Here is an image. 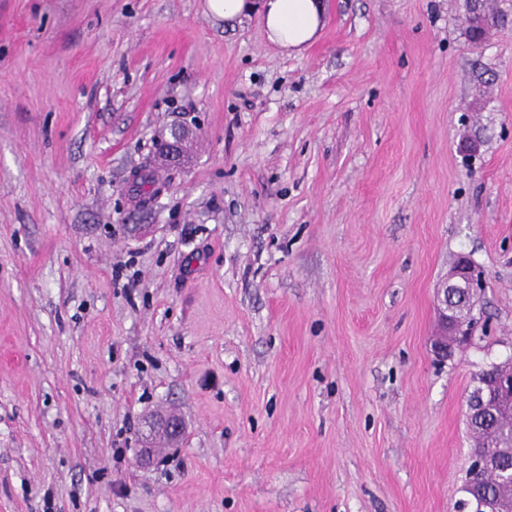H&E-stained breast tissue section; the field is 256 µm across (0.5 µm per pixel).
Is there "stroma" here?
Returning <instances> with one entry per match:
<instances>
[{
    "mask_svg": "<svg viewBox=\"0 0 512 512\" xmlns=\"http://www.w3.org/2000/svg\"><path fill=\"white\" fill-rule=\"evenodd\" d=\"M205 3L0 0V512H456L512 357V0H327L289 55ZM192 135L193 130L187 126L171 128L169 136H165L156 144L159 156L171 163H180L185 156L187 142ZM485 272L468 257L461 256L448 271V280L436 289L438 311V332L431 340L432 352L442 360L454 345L470 343L477 323L476 318L469 325L460 322L462 312L474 310L479 302L481 288H484ZM462 291L467 296V307L460 310L453 302L454 292ZM475 385L467 395L469 405L476 399L481 405L494 411L497 407L512 408V374L496 375L495 377H476Z\"/></svg>",
    "mask_w": 512,
    "mask_h": 512,
    "instance_id": "35a3bbf8",
    "label": "stroma"
}]
</instances>
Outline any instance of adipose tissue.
Masks as SVG:
<instances>
[{
	"label": "adipose tissue",
	"instance_id": "adipose-tissue-1",
	"mask_svg": "<svg viewBox=\"0 0 512 512\" xmlns=\"http://www.w3.org/2000/svg\"><path fill=\"white\" fill-rule=\"evenodd\" d=\"M207 8L224 20L260 15L268 40L287 51L308 45L326 18L325 0H207Z\"/></svg>",
	"mask_w": 512,
	"mask_h": 512
}]
</instances>
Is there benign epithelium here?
Here are the masks:
<instances>
[{"mask_svg": "<svg viewBox=\"0 0 512 512\" xmlns=\"http://www.w3.org/2000/svg\"><path fill=\"white\" fill-rule=\"evenodd\" d=\"M193 130L187 126H175L169 135L157 143L158 154L171 163L183 160L187 142ZM485 272L468 257L458 258L448 271V280L436 289L438 311V332L431 340L432 352L441 359L448 358L454 345L467 344L473 340L475 324L464 325L460 322L462 310L454 303L452 297L457 291L467 296V307L475 309L479 302L481 288L484 287ZM479 401L492 409L497 407L512 408V374L482 376L475 380V385L467 395V401ZM152 428L164 432L171 438H178L183 432V422L173 416L159 418L152 423Z\"/></svg>", "mask_w": 512, "mask_h": 512, "instance_id": "benign-epithelium-1", "label": "benign epithelium"}]
</instances>
